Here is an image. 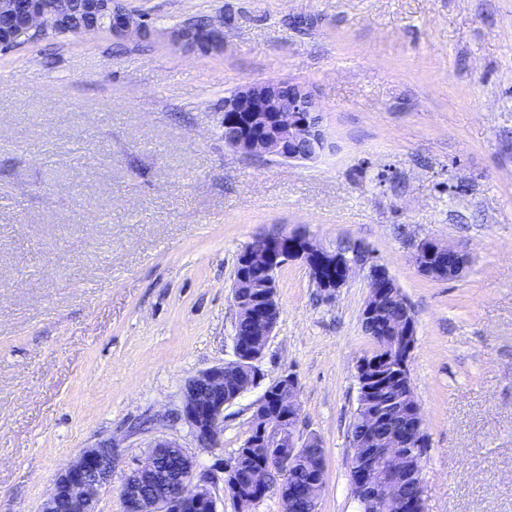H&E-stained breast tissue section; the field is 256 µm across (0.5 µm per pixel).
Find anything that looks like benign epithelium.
<instances>
[{
  "instance_id": "7a95c632",
  "label": "benign epithelium",
  "mask_w": 512,
  "mask_h": 512,
  "mask_svg": "<svg viewBox=\"0 0 512 512\" xmlns=\"http://www.w3.org/2000/svg\"><path fill=\"white\" fill-rule=\"evenodd\" d=\"M117 0H0V51L19 47L26 35L42 39L52 32L108 33L116 39L134 38L150 41L157 35L153 23L144 16L116 5ZM173 47L203 53L224 50V16L190 20L167 32ZM224 128L229 136L224 142L234 150L254 158H277L283 161H316L333 148L324 125L323 112L311 91L299 83L267 81L241 87L224 97ZM290 259H300L309 267L323 299L336 300L337 293L352 275L366 273L368 294L361 320L379 333L374 338L398 359L392 378L403 384L410 377V358L416 322L402 291L386 266L373 260L360 249V256L345 258L328 252L301 233L282 234L276 240L258 236L240 253L241 264L249 268L277 271ZM412 261L425 277L451 280L462 275L468 264L467 255L458 248L436 239L420 240L412 253ZM236 321L253 323L260 336H272L280 316L275 292L257 295L247 301L232 296ZM265 349L235 356L229 362L210 367L189 378L183 388V401L177 418L187 423L196 441L209 448L219 445L224 423V408L233 404L263 380L260 361ZM249 374V382L232 398L224 396V383ZM367 362L358 367L359 397L364 435L350 436L352 449L350 479L358 512H405L409 500L407 486L422 471L412 465V444L424 436L421 409L414 397L406 407L390 417L376 405V382ZM273 402L287 411L276 417L267 416L262 408ZM302 413L297 377L284 373L271 380L255 403L251 425L256 438L276 469L286 471L300 454L312 458L321 454L318 437L299 434ZM181 448L177 441L157 437L150 444L147 458L127 467L121 476L119 492L123 512H219L228 502L233 512H252L254 505L272 488L270 468L261 464L250 471L249 482L258 491L252 496L237 478L240 466L223 467V497L213 492L207 478L196 475V463L182 448L184 465L172 479L173 491L159 498L144 499L132 480H152L159 474L160 450ZM116 469V452L112 441L104 440L83 449L60 470L53 488L44 499L40 512H53L64 504L68 512H95L99 492L112 483ZM283 512H295L305 492L296 486H278Z\"/></svg>"
}]
</instances>
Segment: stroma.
Instances as JSON below:
<instances>
[{
    "instance_id": "35a3bbf8",
    "label": "stroma",
    "mask_w": 512,
    "mask_h": 512,
    "mask_svg": "<svg viewBox=\"0 0 512 512\" xmlns=\"http://www.w3.org/2000/svg\"><path fill=\"white\" fill-rule=\"evenodd\" d=\"M122 3L154 40L0 53V512H40L58 471L105 439L121 470L176 440L221 492L262 390L202 448L177 417L183 386L232 360L237 258L285 232L365 247L406 296L426 512H512V0ZM218 15L223 52L169 44L170 27ZM267 81L308 86L330 152L289 163L225 145V96ZM424 238L467 254L459 278L417 271ZM367 292L359 272L328 303L301 261L276 273L260 367L299 381L301 431L325 449L318 512H357Z\"/></svg>"
}]
</instances>
